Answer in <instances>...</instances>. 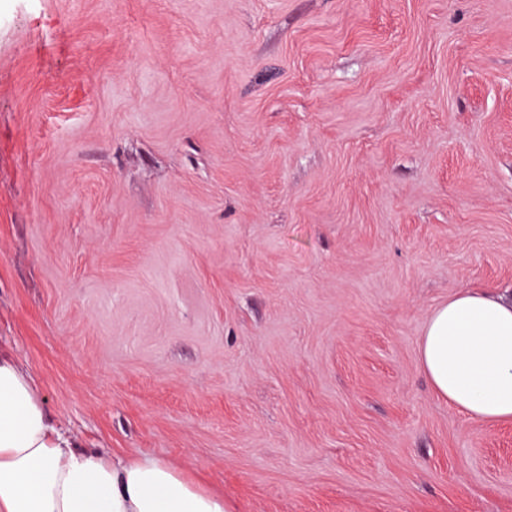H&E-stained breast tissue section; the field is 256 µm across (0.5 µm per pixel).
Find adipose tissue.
I'll return each instance as SVG.
<instances>
[{
	"mask_svg": "<svg viewBox=\"0 0 512 512\" xmlns=\"http://www.w3.org/2000/svg\"><path fill=\"white\" fill-rule=\"evenodd\" d=\"M419 363L468 418L512 423V297L462 289L428 318ZM0 512H233L172 464L74 450L16 361L0 355Z\"/></svg>",
	"mask_w": 512,
	"mask_h": 512,
	"instance_id": "1",
	"label": "adipose tissue"
}]
</instances>
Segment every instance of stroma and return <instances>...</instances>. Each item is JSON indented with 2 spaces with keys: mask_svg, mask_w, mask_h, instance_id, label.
<instances>
[{
  "mask_svg": "<svg viewBox=\"0 0 512 512\" xmlns=\"http://www.w3.org/2000/svg\"><path fill=\"white\" fill-rule=\"evenodd\" d=\"M512 289V0H0V352L76 450L235 512H512L422 372Z\"/></svg>",
  "mask_w": 512,
  "mask_h": 512,
  "instance_id": "1",
  "label": "stroma"
}]
</instances>
